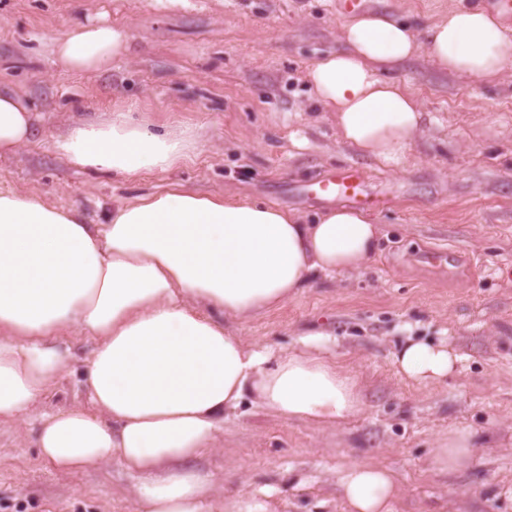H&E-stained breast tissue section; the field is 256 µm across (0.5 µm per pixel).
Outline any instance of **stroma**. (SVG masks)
<instances>
[{
  "instance_id": "35a3bbf8",
  "label": "stroma",
  "mask_w": 512,
  "mask_h": 512,
  "mask_svg": "<svg viewBox=\"0 0 512 512\" xmlns=\"http://www.w3.org/2000/svg\"><path fill=\"white\" fill-rule=\"evenodd\" d=\"M472 3L490 0H368L366 11L419 31ZM347 20L336 0H0V87L38 118L32 142L0 155V189L74 209L88 224L105 223L116 200L174 183L312 223L327 204L306 196L309 181L361 167L385 201L371 212L381 229L373 259L262 315L225 316L224 327L278 352L301 349L304 331H325L361 381L362 412L321 429L245 404L194 466L225 501L267 490L270 512H345L338 473L362 461L396 473V512H512V68L483 82L421 56L394 71L424 119L401 164L388 165L339 140L305 77L341 48ZM89 22L127 27L129 50L108 70L66 71L51 38ZM120 109L190 130L195 155L124 182L75 169L55 150L66 129ZM429 249L454 260L421 262ZM409 336L452 343L458 371L439 385L403 383L392 353ZM63 339L74 358L44 411L86 401L93 342L75 327ZM454 427L483 443L470 469L446 475L433 459ZM35 433L30 416L0 426V512H143L118 463L56 469L40 458Z\"/></svg>"
}]
</instances>
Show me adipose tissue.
Masks as SVG:
<instances>
[{
	"label": "adipose tissue",
	"instance_id": "obj_1",
	"mask_svg": "<svg viewBox=\"0 0 512 512\" xmlns=\"http://www.w3.org/2000/svg\"><path fill=\"white\" fill-rule=\"evenodd\" d=\"M130 39L127 28L97 23L52 43L65 69L98 72ZM342 41L310 67L314 96L335 112L346 144L389 165L402 161L422 114L388 72L422 53L441 70L492 82L512 63V36L481 6L451 9L421 33L363 16L344 26ZM34 134L20 96L0 91V154ZM54 147L76 169L121 181L171 170L196 150L184 134L125 111L84 121ZM379 236L365 212L347 206L309 224L180 185L115 203L97 226L74 209L0 190V425L26 416L63 373L70 353L57 336L78 327L96 342L84 378L90 405L40 415L41 457L69 471L118 462L144 512H204L213 483L192 462L216 448L226 413L252 400L286 420L335 426L362 409L357 379L326 357L322 334L277 352L229 335L218 314L248 317L315 277L359 270ZM459 362L445 342L410 339L393 354L398 377L419 385L442 383ZM477 446L474 432L449 430L437 470H467ZM338 484L348 512H395L398 481L387 468L357 462Z\"/></svg>",
	"mask_w": 512,
	"mask_h": 512
}]
</instances>
